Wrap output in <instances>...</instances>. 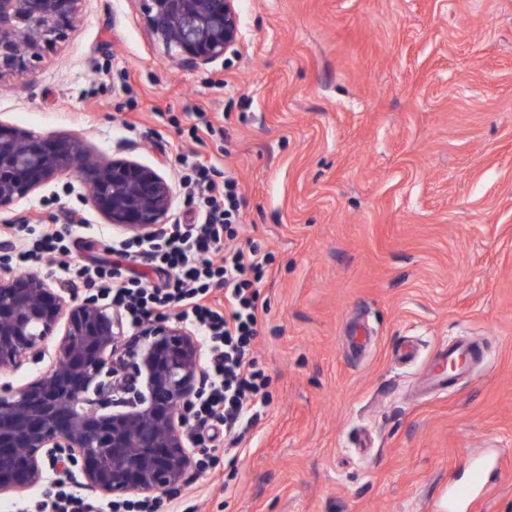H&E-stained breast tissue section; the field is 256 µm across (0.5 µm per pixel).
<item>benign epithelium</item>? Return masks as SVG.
Here are the masks:
<instances>
[{
    "mask_svg": "<svg viewBox=\"0 0 512 512\" xmlns=\"http://www.w3.org/2000/svg\"><path fill=\"white\" fill-rule=\"evenodd\" d=\"M82 0H0V79L22 76L78 20ZM156 40L187 66L224 58L241 37L237 0H138ZM71 175L120 231L148 237L165 223L170 183L127 161L104 162L83 142L52 140L0 122V210L43 183ZM55 346L58 368L0 393V493L41 484L50 470L79 468L104 497L183 485L192 468L183 409L196 392L202 348L185 326L158 320L131 345L117 315L92 300L68 301L38 274L0 270V366Z\"/></svg>",
    "mask_w": 512,
    "mask_h": 512,
    "instance_id": "obj_1",
    "label": "benign epithelium"
}]
</instances>
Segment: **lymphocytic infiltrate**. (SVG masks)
Listing matches in <instances>:
<instances>
[{"label":"lymphocytic infiltrate","instance_id":"f902f5d3","mask_svg":"<svg viewBox=\"0 0 512 512\" xmlns=\"http://www.w3.org/2000/svg\"><path fill=\"white\" fill-rule=\"evenodd\" d=\"M180 181L195 201L191 223L163 225L149 238H118L103 257L84 264L69 260L66 243L86 217L68 212L64 223L41 225L34 242L10 224L0 238L10 243L11 263L27 271L52 259L54 272L73 288L95 290L117 310L128 333L154 319H173L194 328L205 347L202 388L186 408V441L196 446L197 471L215 463L209 441L223 437L224 452L237 455L272 399L270 378L258 368L254 345L260 331L258 285L272 253L240 242L243 199L234 180L215 164L176 156ZM154 266L156 281L137 272ZM36 512H174L172 498L159 496L100 502L70 478L54 474Z\"/></svg>","mask_w":512,"mask_h":512}]
</instances>
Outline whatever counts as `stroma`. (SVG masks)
Instances as JSON below:
<instances>
[{
    "mask_svg": "<svg viewBox=\"0 0 512 512\" xmlns=\"http://www.w3.org/2000/svg\"><path fill=\"white\" fill-rule=\"evenodd\" d=\"M235 53L181 65L138 0H83L35 69L0 80V120L78 138L177 182L176 152L235 178L243 238L274 255L256 350L273 400L181 512H512V0H239ZM221 133L196 141L198 111ZM114 227L63 176L0 224ZM418 344L402 360L405 340ZM480 350L442 390L436 349ZM0 367V389L51 369Z\"/></svg>",
    "mask_w": 512,
    "mask_h": 512,
    "instance_id": "stroma-1",
    "label": "stroma"
}]
</instances>
